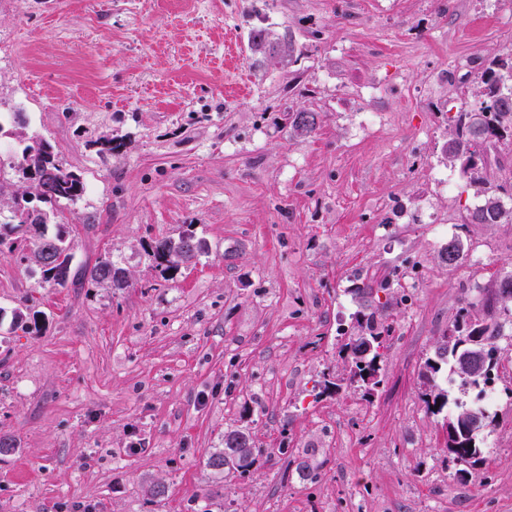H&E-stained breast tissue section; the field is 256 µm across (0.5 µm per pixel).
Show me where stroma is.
I'll return each instance as SVG.
<instances>
[{"instance_id":"35a3bbf8","label":"stroma","mask_w":512,"mask_h":512,"mask_svg":"<svg viewBox=\"0 0 512 512\" xmlns=\"http://www.w3.org/2000/svg\"><path fill=\"white\" fill-rule=\"evenodd\" d=\"M262 5L297 62L252 50ZM494 59L512 60V0H0V110L25 116L0 146L45 137L90 188L63 207L66 287L0 252V512H512V401L461 478L421 380L465 300L512 271V224H465L479 199L442 154ZM432 168L453 193L420 185ZM437 219L492 269L441 263ZM189 226L208 253L165 279L147 246ZM106 253L128 288L86 277ZM414 267L413 307L377 297V392L322 394L353 274ZM234 427L260 454L225 481L206 461ZM310 448L304 480L288 462Z\"/></svg>"}]
</instances>
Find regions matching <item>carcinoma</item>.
<instances>
[{
    "label": "carcinoma",
    "instance_id": "carcinoma-1",
    "mask_svg": "<svg viewBox=\"0 0 512 512\" xmlns=\"http://www.w3.org/2000/svg\"><path fill=\"white\" fill-rule=\"evenodd\" d=\"M475 105L454 116V132L443 147L444 159L460 166L468 184L474 188L480 203L464 218L466 224H512V177L500 180L491 178L489 151L492 148L512 147V65H499L481 75ZM293 132L306 135L315 130L313 112H292L288 117ZM29 184V190L13 198L12 215L0 219V251L16 252L23 261L32 260L39 265L41 283L53 288L67 285L74 259L68 231L63 221L61 205L75 203L87 191L80 175L68 170L55 145L42 137H34L21 153L11 155L8 166H0V181ZM38 197V210H27L28 196ZM55 232L48 233L49 225ZM53 253L63 257L62 267L55 270L40 265V254ZM464 245L459 236L448 238L441 248L442 262L455 266L463 258ZM156 267L170 278L181 268L196 264L208 253L206 243L187 232L178 239L162 238L148 250ZM96 284L105 283L113 288L129 286L125 270L119 262L105 255L88 271ZM399 273L392 271L380 280L358 275L361 284L351 290L359 301V309L351 314L353 326L342 329L348 337L344 344L349 364L348 381L358 387L365 386L368 372L382 375L383 349L390 337L391 325L385 307L375 304V294L386 291L397 283ZM512 323V272L497 277L490 288L480 291V297L461 307L448 333L454 336L447 347H438L427 359L421 374L425 392L423 402L427 413L437 416L448 408V389L444 385L459 381L460 386L480 388L487 383V376L480 373L466 379L456 371V355L468 349L471 336L482 338L483 346L491 353L497 348L493 340L502 335L505 323ZM472 412L486 416L484 430L468 437L459 434L462 450H448V461L483 462L484 431L491 427L493 418L479 405L457 406L448 420H459ZM259 449L255 448L250 432L234 428L224 431V447L217 449L207 459L206 466L219 479L242 477L250 473L256 463ZM303 479L317 478L318 464L307 456H297L289 461Z\"/></svg>",
    "mask_w": 512,
    "mask_h": 512
}]
</instances>
